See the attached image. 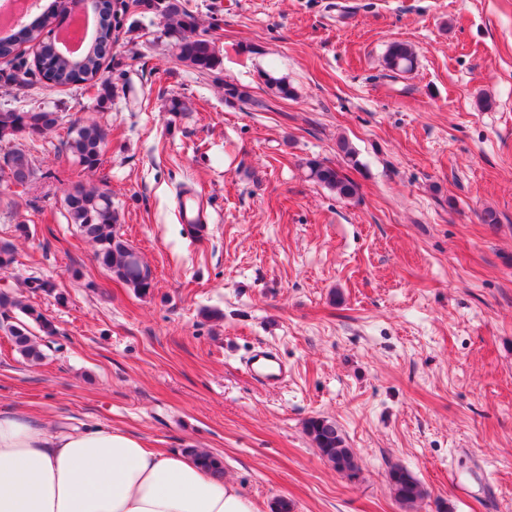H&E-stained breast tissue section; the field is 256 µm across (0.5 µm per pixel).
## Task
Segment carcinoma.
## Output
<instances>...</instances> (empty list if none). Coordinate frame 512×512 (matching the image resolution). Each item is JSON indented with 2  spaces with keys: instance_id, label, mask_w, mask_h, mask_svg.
<instances>
[{
  "instance_id": "1",
  "label": "carcinoma",
  "mask_w": 512,
  "mask_h": 512,
  "mask_svg": "<svg viewBox=\"0 0 512 512\" xmlns=\"http://www.w3.org/2000/svg\"><path fill=\"white\" fill-rule=\"evenodd\" d=\"M137 9L161 12L165 20L164 36L169 40L177 60L188 63L200 72L212 71L221 64L214 41L197 33L198 18L187 8L184 0H164L160 6L154 0H121V14ZM98 13L96 35L79 57L60 55L57 45L46 40L44 22L39 17L24 25L18 34L0 36V58L18 59L19 47L24 43L38 47L35 68L27 67L26 62L22 61L12 73L6 75V81L27 85L34 74L54 86L99 82L104 91H109V84L101 80V75L103 63L116 41L114 31L119 21L116 14L111 12L110 0H101ZM385 63L394 73L407 72L414 64V52L404 43H393L387 51ZM265 82L272 95L278 98L290 99L295 95L294 88L283 77L267 74ZM58 121L57 113L41 108L28 112H0V142L41 136L55 128ZM106 136L105 129L97 123L75 121L67 128L63 145L65 151L81 166L92 170L101 162ZM6 166L11 182L17 186H26L36 175L34 162L23 149L13 150L7 157ZM305 174L309 180L335 192L340 198L352 199L358 195L357 183L340 166L308 160L305 162ZM65 205L71 223L95 245L99 265L134 292L141 295L149 292L153 283L151 270L116 230L118 216L112 207L110 192L96 185L76 184L67 191ZM11 309L19 310L24 318L1 323L0 329L10 337L16 351L25 360L40 362L44 358L42 344L32 327L37 326L45 335L52 336L55 330L51 322L40 308L1 292L0 310ZM306 432L322 459L349 478L358 476L359 465L355 455L348 448L336 423L323 418L311 419ZM184 452L202 467L224 475V462L219 456L199 448H186ZM388 483L394 499L405 512H412L427 496L423 485L403 467L394 466L388 471Z\"/></svg>"
}]
</instances>
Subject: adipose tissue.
Here are the masks:
<instances>
[{
	"mask_svg": "<svg viewBox=\"0 0 512 512\" xmlns=\"http://www.w3.org/2000/svg\"><path fill=\"white\" fill-rule=\"evenodd\" d=\"M0 512H255L192 457L109 426L57 428L0 411Z\"/></svg>",
	"mask_w": 512,
	"mask_h": 512,
	"instance_id": "adipose-tissue-1",
	"label": "adipose tissue"
}]
</instances>
